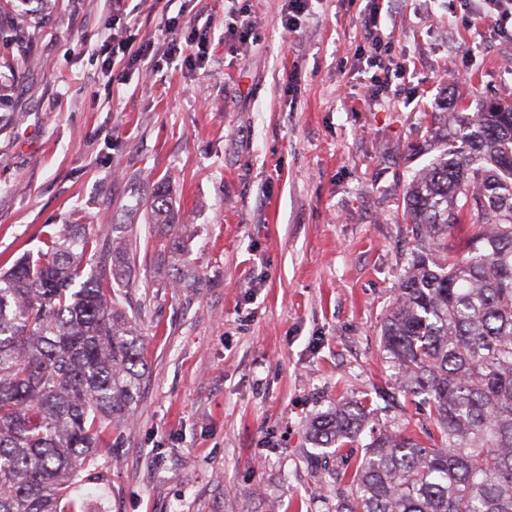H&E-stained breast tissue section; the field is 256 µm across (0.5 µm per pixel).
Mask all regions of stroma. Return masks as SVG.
Listing matches in <instances>:
<instances>
[{"label":"stroma","mask_w":512,"mask_h":512,"mask_svg":"<svg viewBox=\"0 0 512 512\" xmlns=\"http://www.w3.org/2000/svg\"><path fill=\"white\" fill-rule=\"evenodd\" d=\"M366 0H20L0 7V268L87 225L129 224V299L145 362L83 512H335L311 421L374 399L396 375L381 326L417 244L404 194L448 103L512 101V38L463 25L465 0H384L374 73ZM256 42L230 49L242 21ZM203 34L143 66L113 39ZM168 179L181 227L160 239L139 202ZM400 397L373 414L412 434Z\"/></svg>","instance_id":"1"}]
</instances>
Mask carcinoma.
<instances>
[{
	"instance_id": "carcinoma-1",
	"label": "carcinoma",
	"mask_w": 512,
	"mask_h": 512,
	"mask_svg": "<svg viewBox=\"0 0 512 512\" xmlns=\"http://www.w3.org/2000/svg\"><path fill=\"white\" fill-rule=\"evenodd\" d=\"M441 153L404 196L403 221L422 245L382 328L398 387L429 411L424 443L372 436L335 512H512V103L448 112ZM172 227L169 185L143 202ZM478 218L467 255L429 266L425 244ZM47 250L0 272V512H74L67 499L94 478L101 434L122 425L144 366L126 310V247L110 270L92 266L84 224L48 235ZM362 402L320 414L309 435L338 453L359 441Z\"/></svg>"
}]
</instances>
